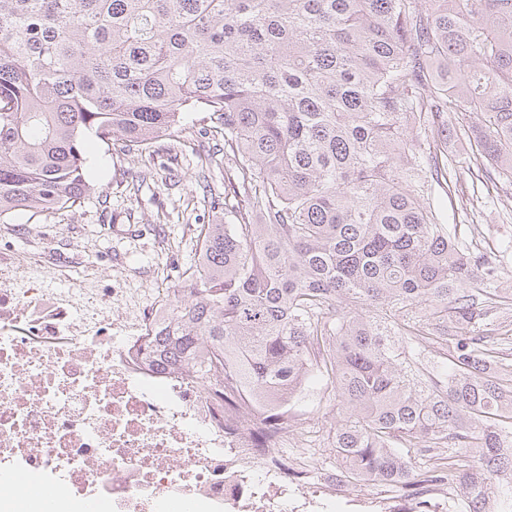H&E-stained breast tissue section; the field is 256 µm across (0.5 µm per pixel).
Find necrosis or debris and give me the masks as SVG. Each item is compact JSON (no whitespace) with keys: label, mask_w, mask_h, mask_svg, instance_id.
Masks as SVG:
<instances>
[{"label":"necrosis or debris","mask_w":512,"mask_h":512,"mask_svg":"<svg viewBox=\"0 0 512 512\" xmlns=\"http://www.w3.org/2000/svg\"><path fill=\"white\" fill-rule=\"evenodd\" d=\"M23 273L0 258L1 485L34 475L56 512H336L335 479L300 485L276 449L229 428L218 383L137 362L165 298L24 288Z\"/></svg>","instance_id":"1"}]
</instances>
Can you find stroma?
Returning a JSON list of instances; mask_svg holds the SVG:
<instances>
[{
  "instance_id": "35a3bbf8",
  "label": "stroma",
  "mask_w": 512,
  "mask_h": 512,
  "mask_svg": "<svg viewBox=\"0 0 512 512\" xmlns=\"http://www.w3.org/2000/svg\"><path fill=\"white\" fill-rule=\"evenodd\" d=\"M175 141L162 139L152 156H118L92 144L88 173L93 195L60 214L19 211L0 220V252L31 266L39 255L55 256L62 241L81 250L74 264L57 258L54 288H124L153 299L154 289L186 292L185 271L195 249L190 239L200 224H227L223 209L204 205L223 191V176H200L191 160L176 158ZM447 182L434 186L459 241L490 259L503 276L496 286L512 297V185L478 171L467 137L449 141ZM334 390L314 381L289 419L295 437L333 427Z\"/></svg>"
}]
</instances>
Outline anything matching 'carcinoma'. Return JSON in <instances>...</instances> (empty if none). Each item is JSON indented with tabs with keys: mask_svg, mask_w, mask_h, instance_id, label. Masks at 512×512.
<instances>
[{
	"mask_svg": "<svg viewBox=\"0 0 512 512\" xmlns=\"http://www.w3.org/2000/svg\"><path fill=\"white\" fill-rule=\"evenodd\" d=\"M450 112L512 183V0H0V218L91 196L90 135L126 156L179 132L203 174L224 157L211 204L235 223L197 229L189 296L141 359L224 367V406L261 407L258 448L319 374L349 478L512 512L496 268L427 180Z\"/></svg>",
	"mask_w": 512,
	"mask_h": 512,
	"instance_id": "obj_1",
	"label": "carcinoma"
}]
</instances>
